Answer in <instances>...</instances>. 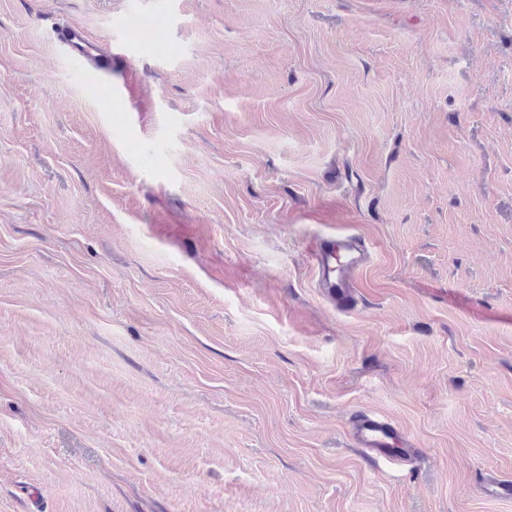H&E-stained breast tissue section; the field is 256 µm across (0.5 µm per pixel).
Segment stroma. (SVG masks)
Returning a JSON list of instances; mask_svg holds the SVG:
<instances>
[{
  "label": "stroma",
  "instance_id": "35a3bbf8",
  "mask_svg": "<svg viewBox=\"0 0 512 512\" xmlns=\"http://www.w3.org/2000/svg\"><path fill=\"white\" fill-rule=\"evenodd\" d=\"M494 479L512 0H0V512H512ZM56 37L68 55L84 61L92 60L94 69L100 74L112 72V54L99 49L82 26L75 24L61 29L56 32ZM317 282L323 294L339 310L356 308L353 275L367 265L370 252L354 235L325 236L317 240L312 254ZM397 427L388 419L364 411L355 417L353 424V440L358 448L379 458L411 464L416 459L413 452L404 453L410 458L397 456L391 453L400 442Z\"/></svg>",
  "mask_w": 512,
  "mask_h": 512
}]
</instances>
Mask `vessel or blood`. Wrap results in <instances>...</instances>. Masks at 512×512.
I'll return each mask as SVG.
<instances>
[{
  "label": "vessel or blood",
  "instance_id": "1",
  "mask_svg": "<svg viewBox=\"0 0 512 512\" xmlns=\"http://www.w3.org/2000/svg\"><path fill=\"white\" fill-rule=\"evenodd\" d=\"M56 37L70 56L93 61L97 72L112 71L111 53L102 51L89 38L84 28L72 25L57 31ZM317 282L323 294L339 310L349 312L357 305L353 275L367 265L370 252L356 236H326L318 239L312 254ZM399 431L388 419L364 411L353 424V440L358 448L385 460H392L391 450L399 443Z\"/></svg>",
  "mask_w": 512,
  "mask_h": 512
}]
</instances>
